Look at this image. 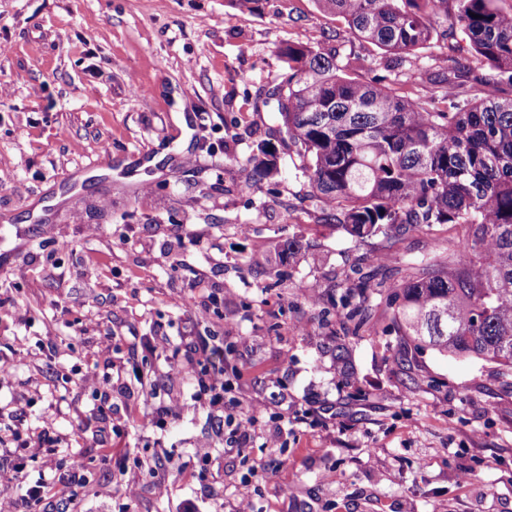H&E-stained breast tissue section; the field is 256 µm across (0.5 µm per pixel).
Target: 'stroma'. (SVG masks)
<instances>
[{"label": "stroma", "instance_id": "1", "mask_svg": "<svg viewBox=\"0 0 512 512\" xmlns=\"http://www.w3.org/2000/svg\"><path fill=\"white\" fill-rule=\"evenodd\" d=\"M298 40L369 49L313 0H0V464L30 485L81 455L48 512H512V383L429 348L399 360L387 313L348 336L344 309L306 291L384 251L395 269L445 261L466 226L355 241L322 220L291 149L246 180L280 139L268 92ZM456 59L480 68L439 40L381 73L411 96ZM293 236L310 254L287 263ZM200 339L207 356L168 381ZM212 363L254 420L245 447L199 405ZM152 388L178 407L146 427ZM14 424L55 447L15 454ZM259 154L250 160V168L247 174L248 182H259L272 177L278 173V149L265 143L259 149Z\"/></svg>", "mask_w": 512, "mask_h": 512}]
</instances>
